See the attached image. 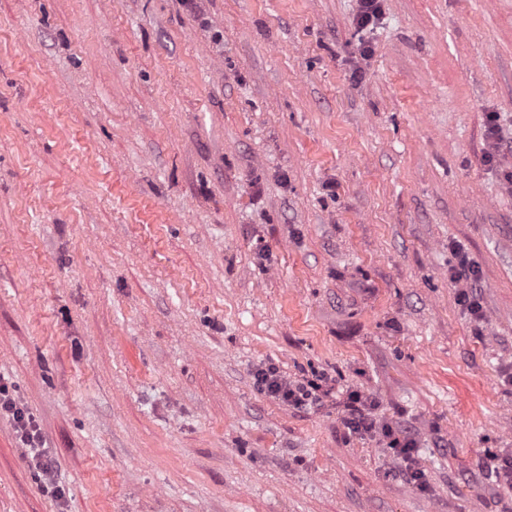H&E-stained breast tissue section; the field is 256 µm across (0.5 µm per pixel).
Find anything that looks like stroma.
Segmentation results:
<instances>
[{"label": "stroma", "mask_w": 512, "mask_h": 512, "mask_svg": "<svg viewBox=\"0 0 512 512\" xmlns=\"http://www.w3.org/2000/svg\"><path fill=\"white\" fill-rule=\"evenodd\" d=\"M381 6L0 0V383L65 491L0 415V512L512 507V0ZM254 376L264 390L295 408L319 407L325 398L332 396L334 389L327 385L328 380L325 374L317 379L320 382L313 379L288 381L279 374L277 367L272 363L259 366ZM10 413L15 421L16 433L22 448L25 449L28 462L40 480L43 490L52 497L61 498L62 489L55 483V463L52 454L45 446L46 441L35 420L9 394L5 385L0 386V411ZM43 477V478H42ZM365 401L358 392L348 393L344 403L345 423L349 430L357 434H371L375 432L376 422L366 413ZM389 445L390 448L396 450L405 463L404 470L402 471L404 477L412 483H417L421 478V474L413 466L412 452L414 448L412 447H414V441L406 439V437H403L402 440L399 437H393Z\"/></svg>", "instance_id": "35a3bbf8"}]
</instances>
